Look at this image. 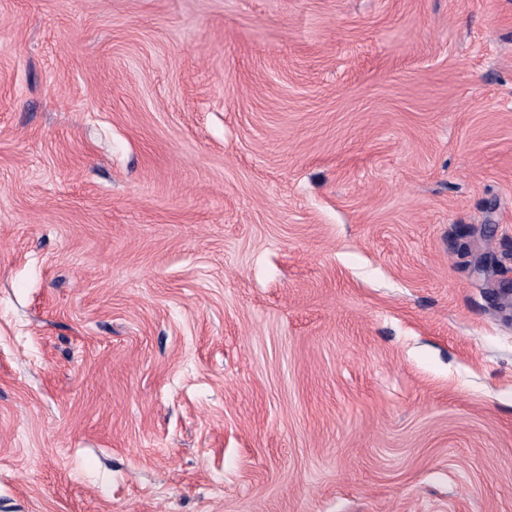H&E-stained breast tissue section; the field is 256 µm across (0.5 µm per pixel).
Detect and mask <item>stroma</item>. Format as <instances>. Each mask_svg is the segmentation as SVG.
Returning <instances> with one entry per match:
<instances>
[{
	"instance_id": "obj_1",
	"label": "stroma",
	"mask_w": 512,
	"mask_h": 512,
	"mask_svg": "<svg viewBox=\"0 0 512 512\" xmlns=\"http://www.w3.org/2000/svg\"><path fill=\"white\" fill-rule=\"evenodd\" d=\"M512 0H0V512H512Z\"/></svg>"
}]
</instances>
